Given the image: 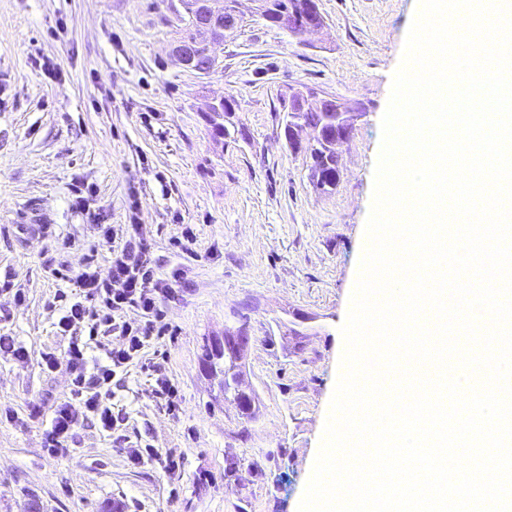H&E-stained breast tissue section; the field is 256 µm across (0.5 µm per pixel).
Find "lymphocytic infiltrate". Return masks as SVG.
<instances>
[{"mask_svg":"<svg viewBox=\"0 0 512 512\" xmlns=\"http://www.w3.org/2000/svg\"><path fill=\"white\" fill-rule=\"evenodd\" d=\"M101 236L110 251V270L101 274L96 254L87 255L77 280L88 299L65 300L58 325L64 332L80 327L87 330L89 339L112 337L119 344L106 349L103 358L95 359L89 357L84 342L70 343L62 360L71 375L70 395L56 406L45 431V450L53 456L65 453L74 429L90 418L113 439H122L126 415L108 405L112 387L127 367L140 359L147 345L168 335L164 307L179 295L181 268L157 273L138 216H131L121 233L111 225H102ZM128 309L138 313V321L122 320Z\"/></svg>","mask_w":512,"mask_h":512,"instance_id":"lymphocytic-infiltrate-1","label":"lymphocytic infiltrate"}]
</instances>
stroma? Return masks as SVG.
Masks as SVG:
<instances>
[{
	"mask_svg": "<svg viewBox=\"0 0 512 512\" xmlns=\"http://www.w3.org/2000/svg\"><path fill=\"white\" fill-rule=\"evenodd\" d=\"M323 29L303 36L251 15L201 77L171 53L180 0H0V336L30 353L0 354V512H298L340 373L345 323L364 250L392 75L419 0H319ZM361 107L336 151L339 178L316 191L283 134L293 93ZM239 110L218 133L206 99ZM91 185L85 208L74 189ZM160 269L183 271L167 303L172 340L151 344L181 409L132 364L112 403L129 416L113 440L96 421L62 457L44 422L70 393L58 295L83 298L76 275L99 227L123 229L131 200ZM190 230L191 252L172 242ZM244 314L252 344L241 383L257 411L242 417L202 346ZM59 357L46 369L45 354ZM176 450L181 473L131 464L128 447ZM206 481H198V474Z\"/></svg>",
	"mask_w": 512,
	"mask_h": 512,
	"instance_id": "35a3bbf8",
	"label": "stroma"
}]
</instances>
